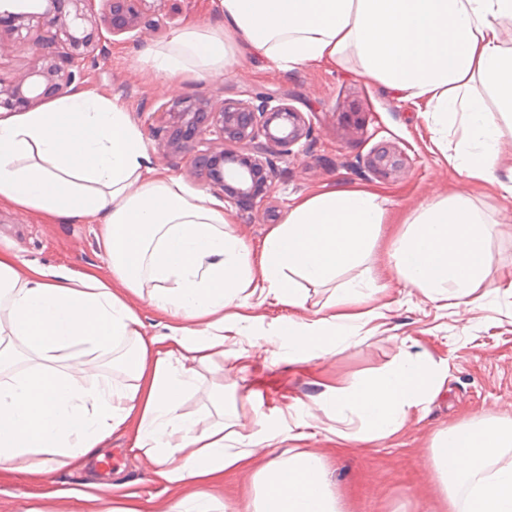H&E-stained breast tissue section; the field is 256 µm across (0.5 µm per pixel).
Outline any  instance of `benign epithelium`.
Listing matches in <instances>:
<instances>
[{
  "instance_id": "obj_1",
  "label": "benign epithelium",
  "mask_w": 512,
  "mask_h": 512,
  "mask_svg": "<svg viewBox=\"0 0 512 512\" xmlns=\"http://www.w3.org/2000/svg\"><path fill=\"white\" fill-rule=\"evenodd\" d=\"M164 0H39V13L25 12L24 0H0V28H13L24 18L43 19L55 29L52 42L35 44L30 68L13 80L0 81V109L25 111L45 100L71 92L78 73L72 64L92 55L102 31L114 37L156 24ZM169 118V136L161 143L167 153L205 143L217 133L221 146L194 156L195 173L239 205L254 207L268 197L275 164L262 159L286 156L307 137L302 113L283 101L262 94L212 104L204 98L179 101L162 112ZM388 148L377 149L372 168L381 175L398 168Z\"/></svg>"
}]
</instances>
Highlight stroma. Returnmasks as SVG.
<instances>
[{
	"label": "stroma",
	"instance_id": "stroma-1",
	"mask_svg": "<svg viewBox=\"0 0 512 512\" xmlns=\"http://www.w3.org/2000/svg\"><path fill=\"white\" fill-rule=\"evenodd\" d=\"M157 26L134 39L106 40L104 53L80 62L79 87L117 99L141 131L152 166L176 177L186 189L205 190L191 160L193 150L166 154L161 107L173 101L203 96L212 102L266 93L283 99L302 113L311 130L291 155L277 159L278 175L268 201L250 209L224 206L227 229L243 241L251 261H258L261 244L282 224L294 200L329 190H364L375 195L383 211L380 233L368 256L340 275L372 284L369 307L382 316L342 337L335 352L304 361L288 345L270 338L289 322L313 319L334 299V285L310 287L306 310L249 302L235 321V341L244 358L214 356L200 368L193 386L182 396V411L198 429L225 423L230 431L247 434L257 422L285 430L307 419L314 400L326 387H349L396 363L404 353L421 355L442 368L440 390L412 409L394 435L363 444L354 441L358 423H336L320 417L303 440H284L273 451L254 449L256 461L268 455L280 459L303 452L321 458L326 480L340 512H448V503L434 468L431 448L438 431L480 418L512 420V130L499 139L500 163L492 179L470 180L448 162L458 135L437 124L425 103L400 100L385 85L362 74L355 59L339 64H312L280 69L263 57L238 55L223 75L206 81H170L154 77L144 63L149 48L169 39L189 21L221 24L220 0H164ZM54 30L34 24L27 38L0 33V80L10 81L33 61L32 42L51 39ZM390 148L400 167L383 176L369 161L380 146ZM469 197L482 212L489 233L491 265L478 288V307L455 306L453 300L433 302L410 287L388 261L391 242L402 235L427 204L455 194ZM99 224L88 219L64 224L16 209L0 201V247L20 261L64 267L76 273L107 274V261L97 243ZM130 341L108 353L85 354L89 372L117 386L133 377L118 364ZM223 387V396L213 388ZM350 433L337 443L334 427ZM118 451L112 471L100 458L79 468L56 457L43 471L22 464H0V512H79L80 502L63 497V490L94 484L97 512L119 504L137 505L144 512H169L181 495L179 488L158 481L145 452L132 449L128 434L113 433L102 456ZM220 512H245L254 494V471L235 469L214 489Z\"/></svg>",
	"mask_w": 512,
	"mask_h": 512
}]
</instances>
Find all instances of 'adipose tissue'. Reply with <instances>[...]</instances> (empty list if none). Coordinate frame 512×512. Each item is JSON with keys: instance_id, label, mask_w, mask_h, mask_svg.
<instances>
[{"instance_id": "1", "label": "adipose tissue", "mask_w": 512, "mask_h": 512, "mask_svg": "<svg viewBox=\"0 0 512 512\" xmlns=\"http://www.w3.org/2000/svg\"><path fill=\"white\" fill-rule=\"evenodd\" d=\"M224 23L188 24L149 50L155 76L207 79L236 53L296 68L356 56L364 75L444 120L459 121L451 162L473 179L498 164L499 119L512 122V45L502 22L512 0H221ZM0 200L72 224L101 217L98 242L108 277L63 267L19 265L0 248V372L21 350L38 362L0 383V463L55 457L76 466L114 431L132 429L154 473L189 486L175 512H214L211 486L248 455L224 451V427L197 431L181 411L199 365L223 354L234 309L259 292L304 308L307 288L333 281L373 245L383 211L362 190L331 191L290 206L263 242L260 276L250 253L225 231L221 200L188 191L151 166L141 132L116 101L84 89L30 112L0 116ZM397 273L436 302L477 304L490 262L483 218L464 195L427 205L390 246ZM154 283L166 333L144 338L127 294ZM367 288L344 285L325 316L289 324L288 342L307 359L333 353L347 328L376 318L360 310ZM136 342L135 382L87 380L77 349L106 352ZM442 372L405 356L352 387L329 389L321 410L358 421L359 441L399 431L410 411L443 382ZM512 421L493 418L438 432L432 458L448 512H512ZM252 512H338L320 458L268 459L255 473Z\"/></svg>"}]
</instances>
